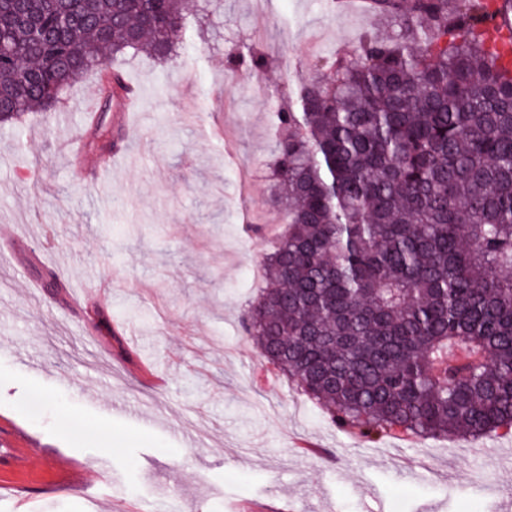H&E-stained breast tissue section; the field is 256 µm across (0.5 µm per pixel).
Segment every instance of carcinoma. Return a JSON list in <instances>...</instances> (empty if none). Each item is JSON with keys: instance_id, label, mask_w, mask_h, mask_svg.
Here are the masks:
<instances>
[{"instance_id": "carcinoma-1", "label": "carcinoma", "mask_w": 512, "mask_h": 512, "mask_svg": "<svg viewBox=\"0 0 512 512\" xmlns=\"http://www.w3.org/2000/svg\"><path fill=\"white\" fill-rule=\"evenodd\" d=\"M397 28L278 90L271 174L288 232L242 323L364 442L512 434V0H369ZM188 0H0V124L55 109L111 58L185 49ZM138 29L137 39L130 38ZM265 67L246 45L227 69ZM112 95L89 147L107 157Z\"/></svg>"}]
</instances>
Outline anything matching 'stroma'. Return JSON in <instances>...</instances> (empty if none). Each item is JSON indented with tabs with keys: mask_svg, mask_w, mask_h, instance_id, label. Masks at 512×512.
Wrapping results in <instances>:
<instances>
[{
	"mask_svg": "<svg viewBox=\"0 0 512 512\" xmlns=\"http://www.w3.org/2000/svg\"><path fill=\"white\" fill-rule=\"evenodd\" d=\"M371 25L321 0L194 5L188 59L112 60L148 98L97 176L76 177L97 157L69 149L92 137L72 105L98 99L97 74L0 129V512H497L512 497V435L357 442L242 327L267 286L249 207L280 211V101L251 84L309 77ZM242 44L268 62L226 78Z\"/></svg>",
	"mask_w": 512,
	"mask_h": 512,
	"instance_id": "35a3bbf8",
	"label": "stroma"
}]
</instances>
